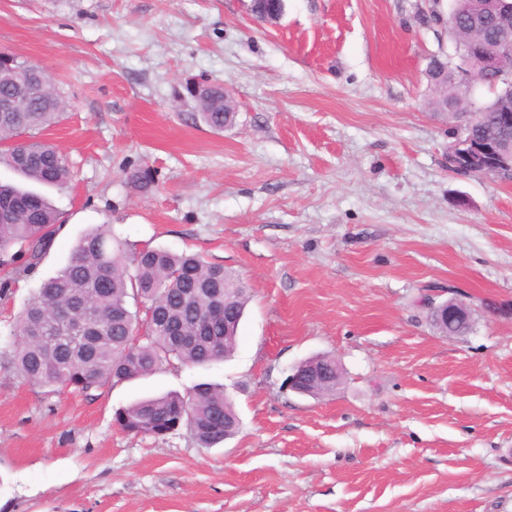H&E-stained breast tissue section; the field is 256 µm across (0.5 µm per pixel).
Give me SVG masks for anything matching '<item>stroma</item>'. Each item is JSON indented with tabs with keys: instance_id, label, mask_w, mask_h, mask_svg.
<instances>
[{
	"instance_id": "stroma-1",
	"label": "stroma",
	"mask_w": 512,
	"mask_h": 512,
	"mask_svg": "<svg viewBox=\"0 0 512 512\" xmlns=\"http://www.w3.org/2000/svg\"><path fill=\"white\" fill-rule=\"evenodd\" d=\"M448 0H0V53L69 107L44 138L70 170L49 253L0 296V345L89 228L196 252L251 289L232 357L86 399L0 366V512H512V184L448 169L425 72ZM232 92L216 132L186 80ZM460 290L463 336L426 319ZM332 355L342 382L284 388ZM209 382L237 435L122 431L117 408ZM319 374L310 370L309 365L301 364L288 375L285 384L289 390L310 396L315 391L314 386Z\"/></svg>"
}]
</instances>
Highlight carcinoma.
<instances>
[{"mask_svg":"<svg viewBox=\"0 0 512 512\" xmlns=\"http://www.w3.org/2000/svg\"><path fill=\"white\" fill-rule=\"evenodd\" d=\"M462 55L468 43L495 44L493 27L475 33L448 29ZM22 62L0 64V96L20 75ZM47 98L30 103L24 112L0 113V166L41 185L62 188L70 171L51 143L37 137L67 110L51 76L40 70ZM204 123L222 132L236 113L224 111L221 95L195 94ZM475 102L472 133L479 140L502 136L500 112H486ZM60 229L59 212L39 193L0 182V294L10 293L31 276L53 247ZM233 291L234 320L224 323L215 304L224 288ZM145 312H133L129 300ZM249 301L247 283L233 270L209 263L195 253L145 247L129 252L127 243L104 225L88 230L73 246L66 264L43 279L22 311L10 323V340L0 347V365L19 377L54 391L90 397L120 382L162 372L177 365L205 366L230 355L237 328ZM66 315L85 320L87 336L78 343L46 331ZM143 326L146 335L134 336ZM122 430L163 437L186 428L209 448L237 433L239 419L224 388L195 385L182 396L167 393L139 399L116 411Z\"/></svg>","mask_w":512,"mask_h":512,"instance_id":"obj_1","label":"carcinoma"}]
</instances>
